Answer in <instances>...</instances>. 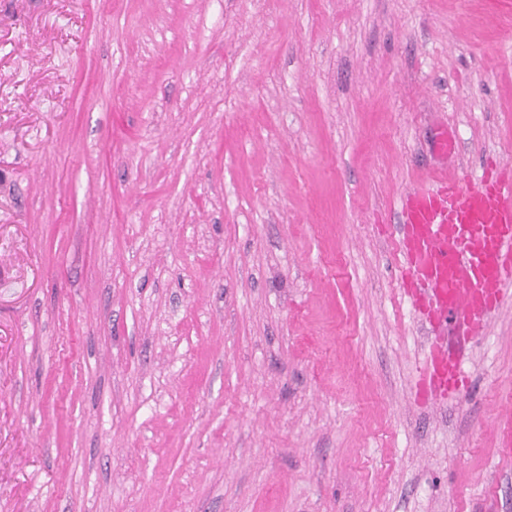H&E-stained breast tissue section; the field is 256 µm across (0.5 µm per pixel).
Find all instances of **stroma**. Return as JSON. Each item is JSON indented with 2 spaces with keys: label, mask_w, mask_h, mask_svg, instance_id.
Segmentation results:
<instances>
[{
  "label": "stroma",
  "mask_w": 512,
  "mask_h": 512,
  "mask_svg": "<svg viewBox=\"0 0 512 512\" xmlns=\"http://www.w3.org/2000/svg\"><path fill=\"white\" fill-rule=\"evenodd\" d=\"M493 2L0 0V512H512V298L394 210L512 164ZM420 383L424 389L455 397L466 389L467 376L460 360L443 344H438L427 356L420 372Z\"/></svg>",
  "instance_id": "obj_1"
}]
</instances>
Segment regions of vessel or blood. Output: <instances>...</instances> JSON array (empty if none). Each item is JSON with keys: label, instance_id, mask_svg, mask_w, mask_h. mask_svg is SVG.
I'll use <instances>...</instances> for the list:
<instances>
[{"label": "vessel or blood", "instance_id": "1", "mask_svg": "<svg viewBox=\"0 0 512 512\" xmlns=\"http://www.w3.org/2000/svg\"><path fill=\"white\" fill-rule=\"evenodd\" d=\"M406 260L400 278L423 285L435 320L463 319L470 333L512 289V172H489L477 184L440 178L400 198ZM423 388L458 396L467 387L459 361L436 345L420 372Z\"/></svg>", "mask_w": 512, "mask_h": 512}]
</instances>
